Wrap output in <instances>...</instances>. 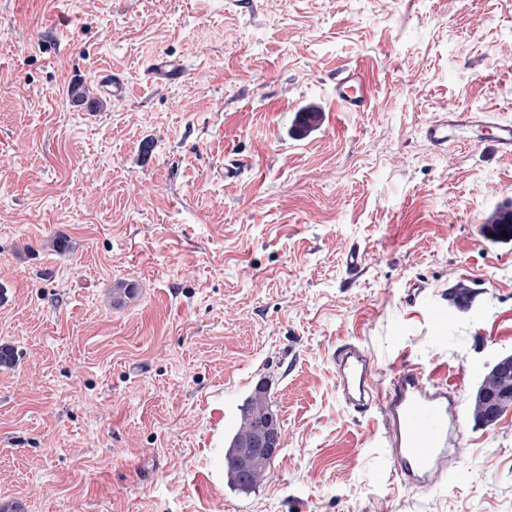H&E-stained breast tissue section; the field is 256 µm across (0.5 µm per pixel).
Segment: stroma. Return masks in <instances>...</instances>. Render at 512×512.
<instances>
[{"mask_svg": "<svg viewBox=\"0 0 512 512\" xmlns=\"http://www.w3.org/2000/svg\"><path fill=\"white\" fill-rule=\"evenodd\" d=\"M508 51L512 0H0V503L512 512V407L473 418L512 356V241L484 226L512 155L489 127L425 135L447 107L512 121ZM157 56L182 77L151 82ZM346 66L367 111L336 109ZM345 341L378 388L414 368L455 393L468 483L413 489L384 465L379 410L336 390ZM260 382L282 440L244 495L224 449ZM490 392L500 398L493 407L490 405ZM512 404V372H504L492 367L483 377L474 402V420L481 425H491L506 408Z\"/></svg>", "mask_w": 512, "mask_h": 512, "instance_id": "obj_1", "label": "stroma"}]
</instances>
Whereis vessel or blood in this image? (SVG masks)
<instances>
[{"label": "vessel or blood", "mask_w": 512, "mask_h": 512, "mask_svg": "<svg viewBox=\"0 0 512 512\" xmlns=\"http://www.w3.org/2000/svg\"><path fill=\"white\" fill-rule=\"evenodd\" d=\"M337 105L346 112L365 111L371 89L354 68L341 71L333 86ZM493 126V145L512 153V122L490 121L449 110L430 120L427 138L437 146L448 144L450 132L458 126ZM336 388L345 404L358 412L380 406L388 440V457L405 485L426 487L441 475L466 481L455 453L461 440L457 400L446 387L428 383L416 370L406 369L394 376L386 391H375L370 382L371 359L353 344L339 346L334 354Z\"/></svg>", "instance_id": "obj_1"}]
</instances>
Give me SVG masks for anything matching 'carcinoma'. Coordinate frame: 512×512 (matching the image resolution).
Listing matches in <instances>:
<instances>
[{"instance_id": "carcinoma-1", "label": "carcinoma", "mask_w": 512, "mask_h": 512, "mask_svg": "<svg viewBox=\"0 0 512 512\" xmlns=\"http://www.w3.org/2000/svg\"><path fill=\"white\" fill-rule=\"evenodd\" d=\"M491 237L502 239L508 232L512 240V201L498 204L486 222ZM512 405V372L490 369L483 377L474 402V420L481 425L492 424ZM275 415L266 385L256 387L241 408L239 423L224 452V471L230 485L237 491L250 494L266 480L271 462L269 457L254 459L248 468L238 463L240 451L255 435L268 416Z\"/></svg>"}]
</instances>
